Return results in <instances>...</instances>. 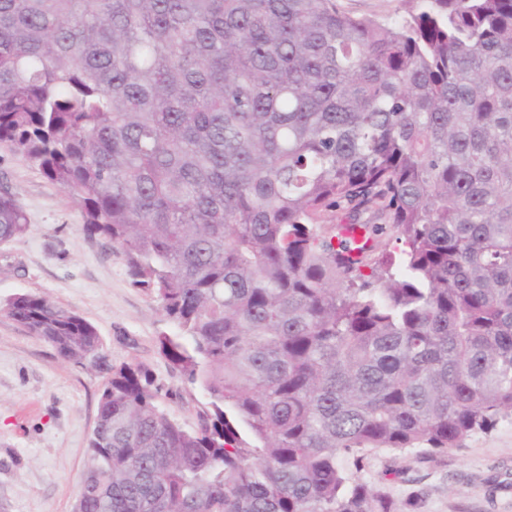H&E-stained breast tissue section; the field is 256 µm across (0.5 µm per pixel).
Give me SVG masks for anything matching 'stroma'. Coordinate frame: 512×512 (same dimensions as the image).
Instances as JSON below:
<instances>
[{
    "mask_svg": "<svg viewBox=\"0 0 512 512\" xmlns=\"http://www.w3.org/2000/svg\"><path fill=\"white\" fill-rule=\"evenodd\" d=\"M355 16L400 19L414 0H338ZM0 184L28 217L26 235L0 245V302L46 296L95 326L113 363L142 365L186 427L209 398L158 352L174 334L156 298L134 286L119 251L88 238L78 201L0 146ZM102 376L59 359L55 349L0 311V512H73L89 458ZM353 477L381 487L400 512H512V420L432 458L418 451L358 452Z\"/></svg>",
    "mask_w": 512,
    "mask_h": 512,
    "instance_id": "obj_1",
    "label": "stroma"
}]
</instances>
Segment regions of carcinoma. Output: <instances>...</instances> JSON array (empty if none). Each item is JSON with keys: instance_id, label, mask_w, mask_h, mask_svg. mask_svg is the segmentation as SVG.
Wrapping results in <instances>:
<instances>
[{"instance_id": "obj_1", "label": "carcinoma", "mask_w": 512, "mask_h": 512, "mask_svg": "<svg viewBox=\"0 0 512 512\" xmlns=\"http://www.w3.org/2000/svg\"><path fill=\"white\" fill-rule=\"evenodd\" d=\"M417 4L0 0V144L123 253L209 396L187 428L78 313L6 299L104 375L83 512H396L344 455L512 419V0ZM27 224L1 187L0 244ZM339 7L355 16L401 19L416 7L411 0H338Z\"/></svg>"}]
</instances>
